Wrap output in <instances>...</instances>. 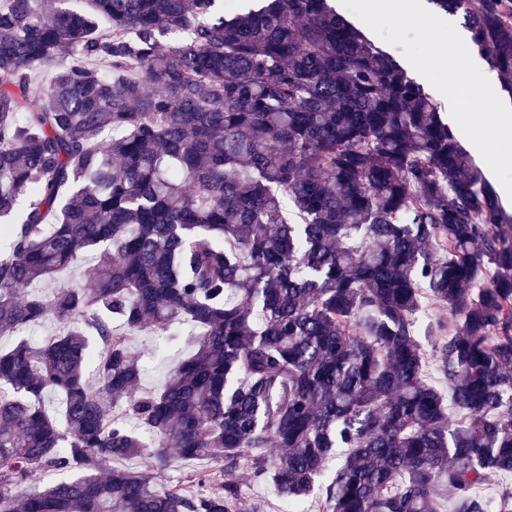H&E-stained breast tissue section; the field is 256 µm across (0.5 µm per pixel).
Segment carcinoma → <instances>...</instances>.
Returning <instances> with one entry per match:
<instances>
[{
  "label": "carcinoma",
  "mask_w": 512,
  "mask_h": 512,
  "mask_svg": "<svg viewBox=\"0 0 512 512\" xmlns=\"http://www.w3.org/2000/svg\"><path fill=\"white\" fill-rule=\"evenodd\" d=\"M67 2L0 0V335L59 323L0 348V512H261L242 468L295 510L512 512L478 494L512 473V217L437 104L327 0ZM430 3L512 90V0ZM185 323L141 389L133 336ZM173 453L209 470L164 488ZM438 321L448 324V314L435 306L428 298L422 297L418 322V339L422 348L427 352H430L431 343L435 336L431 333L430 328L432 326L435 327Z\"/></svg>",
  "instance_id": "carcinoma-1"
}]
</instances>
